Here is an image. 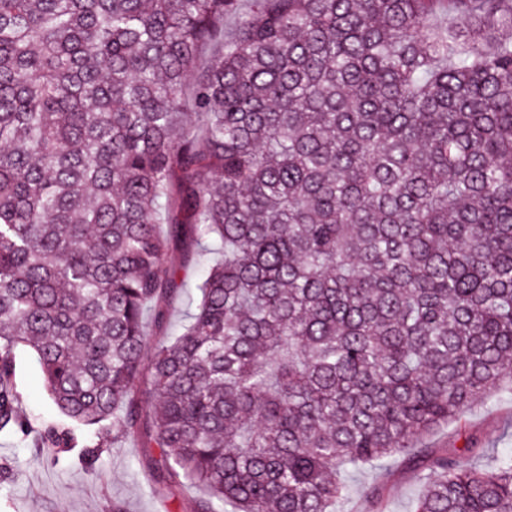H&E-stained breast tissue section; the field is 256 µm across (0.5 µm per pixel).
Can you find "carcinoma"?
<instances>
[{
	"label": "carcinoma",
	"mask_w": 512,
	"mask_h": 512,
	"mask_svg": "<svg viewBox=\"0 0 512 512\" xmlns=\"http://www.w3.org/2000/svg\"><path fill=\"white\" fill-rule=\"evenodd\" d=\"M506 28L512 0H0V434L54 464L148 421L154 491L200 512H337L398 456L410 512H512V451L416 446L512 396ZM188 224L224 259L171 334ZM20 347L61 422L22 413Z\"/></svg>",
	"instance_id": "cac0c4a2"
}]
</instances>
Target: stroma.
<instances>
[{"mask_svg": "<svg viewBox=\"0 0 512 512\" xmlns=\"http://www.w3.org/2000/svg\"><path fill=\"white\" fill-rule=\"evenodd\" d=\"M197 251L196 243L189 239L169 250L185 287L170 303L172 321H180L188 302L187 292L198 278L193 262ZM16 381L23 407L34 422L57 420L30 350L16 352ZM470 441L479 446L471 458L478 467L490 466L497 453L512 451V400L478 404L462 423L445 425L425 439L430 446L448 449L464 447ZM158 455V449L143 436L120 448L102 449L91 465L86 464L78 448L67 449L60 463L54 465L38 456L32 439L0 435V493H8L22 512H194L205 496L203 489L187 485L164 500L150 492L148 464ZM380 482L389 492L386 512H407L409 501L420 489L416 472L401 461H394L385 472L368 467L353 474L340 512H364L363 489Z\"/></svg>", "mask_w": 512, "mask_h": 512, "instance_id": "1", "label": "stroma"}]
</instances>
